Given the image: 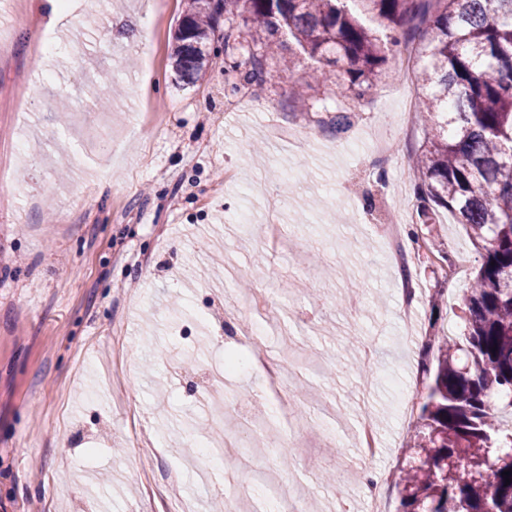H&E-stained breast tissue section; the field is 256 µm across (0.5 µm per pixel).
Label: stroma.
Masks as SVG:
<instances>
[{
    "instance_id": "obj_1",
    "label": "stroma",
    "mask_w": 512,
    "mask_h": 512,
    "mask_svg": "<svg viewBox=\"0 0 512 512\" xmlns=\"http://www.w3.org/2000/svg\"><path fill=\"white\" fill-rule=\"evenodd\" d=\"M82 2L73 22L92 38L78 51L72 27L54 30L41 71L34 0H0V177L23 186L0 195V512H209L218 499L260 512L278 484L301 487L308 512L347 500L365 512V475L397 472L421 425L401 408L426 381L423 350L467 293L442 269L480 263L441 207L421 253L395 259L380 234L396 213L421 226L408 159L425 131L397 122L419 82L402 85L395 59L354 100L316 81L307 56L289 76L272 59L259 98L234 109L224 35L241 19L219 22L204 74L183 87L172 48L189 0ZM102 70L108 111L90 100ZM295 81L308 86L300 111ZM339 110L351 125L336 135ZM377 127L402 165L371 152ZM270 217L275 251L259 239ZM407 284L421 290L408 316ZM228 313L259 324L260 343L230 336ZM230 350L243 366L219 413L208 375ZM260 352L288 367L286 399L253 367ZM131 402L146 458L129 445ZM366 419L382 446L372 460L358 445ZM292 428L294 448L281 443Z\"/></svg>"
}]
</instances>
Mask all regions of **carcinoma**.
<instances>
[{"label": "carcinoma", "mask_w": 512, "mask_h": 512, "mask_svg": "<svg viewBox=\"0 0 512 512\" xmlns=\"http://www.w3.org/2000/svg\"><path fill=\"white\" fill-rule=\"evenodd\" d=\"M176 31V74L193 83L206 66L209 29L242 17L262 52L233 62L248 85L266 82L267 55L290 69L299 51L323 83L359 99L418 34L426 88L416 112L425 142L415 166L428 203L448 210L481 258L462 308L463 324L438 343L420 406L421 426L399 477L404 512H512V483L498 466L512 456V0H190ZM413 26L405 29L403 25ZM97 105L112 101L101 73Z\"/></svg>", "instance_id": "carcinoma-1"}]
</instances>
